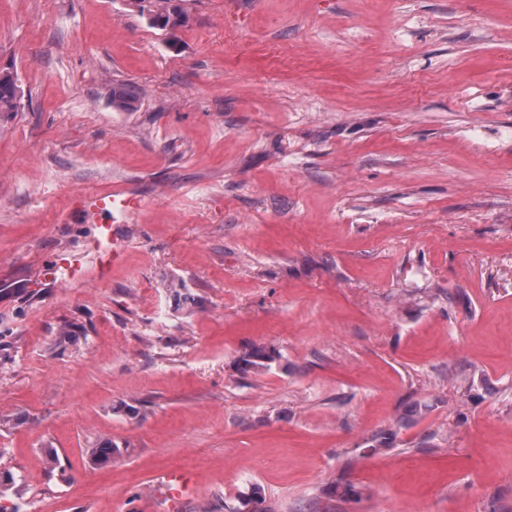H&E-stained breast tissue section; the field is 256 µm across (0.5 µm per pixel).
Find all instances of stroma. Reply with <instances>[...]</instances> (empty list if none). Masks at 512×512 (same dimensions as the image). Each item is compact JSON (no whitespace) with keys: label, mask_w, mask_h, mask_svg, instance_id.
Wrapping results in <instances>:
<instances>
[{"label":"stroma","mask_w":512,"mask_h":512,"mask_svg":"<svg viewBox=\"0 0 512 512\" xmlns=\"http://www.w3.org/2000/svg\"><path fill=\"white\" fill-rule=\"evenodd\" d=\"M177 2L173 40L156 0H0L7 499L512 512V0ZM161 7L154 11L151 22L154 26L167 31L174 40V33L185 25V14L173 0H159ZM20 87L10 71H0V112H12L20 100ZM137 201L129 195L120 192L92 196L87 200V211L90 215L94 213L107 212L109 207H120L128 212L137 207ZM274 360V352L263 347H256L243 354L238 362L242 372L261 371L269 369Z\"/></svg>","instance_id":"obj_1"}]
</instances>
